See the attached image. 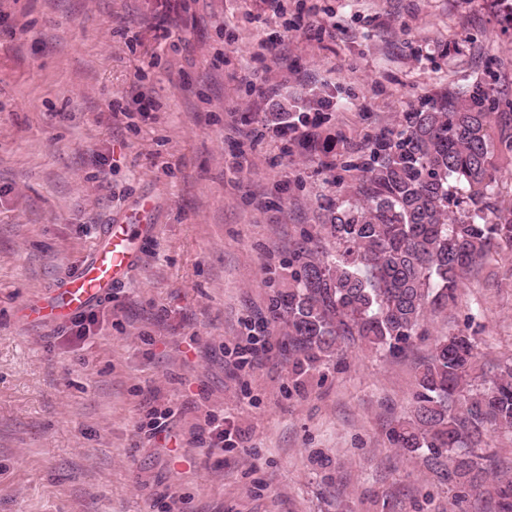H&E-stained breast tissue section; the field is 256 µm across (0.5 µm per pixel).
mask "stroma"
Returning a JSON list of instances; mask_svg holds the SVG:
<instances>
[{"mask_svg": "<svg viewBox=\"0 0 512 512\" xmlns=\"http://www.w3.org/2000/svg\"><path fill=\"white\" fill-rule=\"evenodd\" d=\"M505 7L0 0V512H446L453 491L387 433L435 337L476 336L489 371L512 358V250L467 274L425 335L393 355L350 348L303 390L268 299L321 205L353 197L350 151L446 89L487 81L512 101ZM254 70L275 101H257ZM317 94L334 102L316 117L332 152L261 133L231 168L242 116L261 132L267 113ZM145 197L156 230L88 336L18 318ZM261 318L267 350L237 370L224 351ZM154 407L171 410L186 464L140 433ZM212 412L240 427L235 447H205Z\"/></svg>", "mask_w": 512, "mask_h": 512, "instance_id": "35a3bbf8", "label": "stroma"}]
</instances>
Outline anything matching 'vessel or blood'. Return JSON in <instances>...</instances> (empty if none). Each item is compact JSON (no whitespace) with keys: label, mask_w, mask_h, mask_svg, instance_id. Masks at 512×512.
I'll use <instances>...</instances> for the list:
<instances>
[{"label":"vessel or blood","mask_w":512,"mask_h":512,"mask_svg":"<svg viewBox=\"0 0 512 512\" xmlns=\"http://www.w3.org/2000/svg\"><path fill=\"white\" fill-rule=\"evenodd\" d=\"M155 232L153 206L141 201L135 208L102 227L97 242L77 269L44 298L29 304L27 316L62 325L90 307L110 299L141 261L143 238Z\"/></svg>","instance_id":"b4317fda"}]
</instances>
